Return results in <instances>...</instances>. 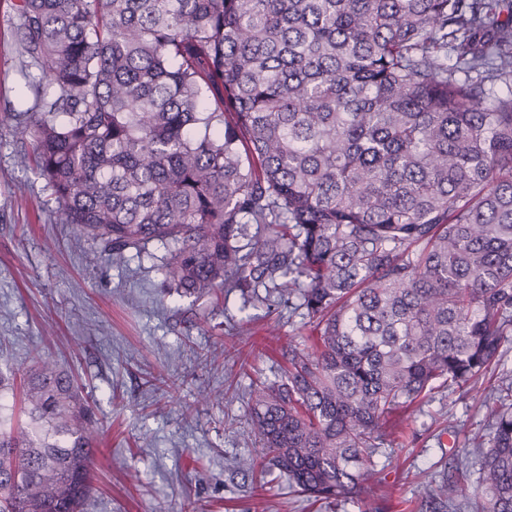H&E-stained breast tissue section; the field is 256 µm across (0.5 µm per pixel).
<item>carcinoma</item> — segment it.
I'll return each instance as SVG.
<instances>
[{"mask_svg": "<svg viewBox=\"0 0 512 512\" xmlns=\"http://www.w3.org/2000/svg\"><path fill=\"white\" fill-rule=\"evenodd\" d=\"M30 138L55 212L177 295L306 310L251 382L274 470L315 501L382 482L384 425L512 335V0H18ZM500 86L501 91L490 93ZM265 295H260L259 290ZM0 388V512H83L94 407L43 359ZM475 512H512V382L484 400ZM468 463L419 493L468 512Z\"/></svg>", "mask_w": 512, "mask_h": 512, "instance_id": "1", "label": "carcinoma"}]
</instances>
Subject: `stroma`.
I'll use <instances>...</instances> for the list:
<instances>
[{
	"instance_id": "1",
	"label": "stroma",
	"mask_w": 512,
	"mask_h": 512,
	"mask_svg": "<svg viewBox=\"0 0 512 512\" xmlns=\"http://www.w3.org/2000/svg\"><path fill=\"white\" fill-rule=\"evenodd\" d=\"M17 0H0V112L27 111L34 94L14 36ZM30 143L0 124V374L22 376L32 352L70 373L97 405L95 492L87 512H360V505L311 504L287 481L264 483L242 469L260 456L248 426L251 380L274 378L279 352L308 336L301 315L265 303L178 297L162 291L166 246L117 265H87L92 239L54 212L46 180L20 158ZM490 366L463 389H439L413 413L389 417L402 438L387 449L389 512L409 502L453 451L483 430L481 402L512 370Z\"/></svg>"
}]
</instances>
